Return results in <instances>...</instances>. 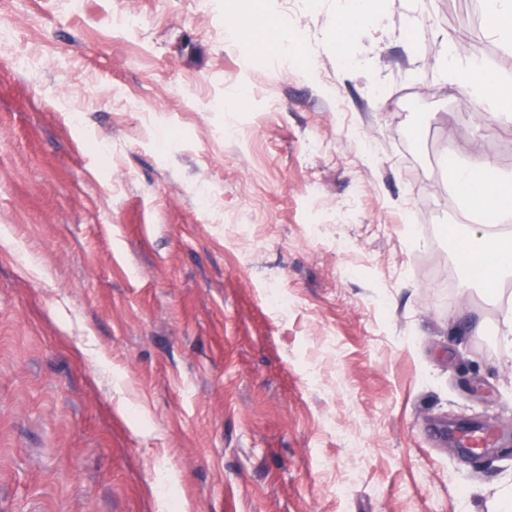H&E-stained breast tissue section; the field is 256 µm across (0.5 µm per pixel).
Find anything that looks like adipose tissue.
Segmentation results:
<instances>
[{"label":"adipose tissue","instance_id":"obj_1","mask_svg":"<svg viewBox=\"0 0 512 512\" xmlns=\"http://www.w3.org/2000/svg\"><path fill=\"white\" fill-rule=\"evenodd\" d=\"M225 34L233 41L245 39L259 47L281 46L283 24L268 22L261 9L233 12L225 17ZM456 77L466 84L477 101H490L504 125L512 124V78L487 74L483 62L470 59ZM453 185L467 211L481 220L476 238L462 236L456 227L448 229V248L467 254L463 272L466 279L494 293L499 283L512 277V234H504L505 220L512 218V179L503 177L491 158L471 164L458 162Z\"/></svg>","mask_w":512,"mask_h":512}]
</instances>
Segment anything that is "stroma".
<instances>
[{"instance_id":"obj_1","label":"stroma","mask_w":512,"mask_h":512,"mask_svg":"<svg viewBox=\"0 0 512 512\" xmlns=\"http://www.w3.org/2000/svg\"><path fill=\"white\" fill-rule=\"evenodd\" d=\"M448 0H0V512H500L512 280L463 284L439 168L512 131ZM135 18L132 28L119 19ZM247 94L238 105L239 94ZM350 8L340 21L336 24V28L332 33V39L336 45L343 44L349 33L364 25L367 21L377 18L380 15L378 0H347ZM225 34L232 40H249L258 47H280L284 43L283 23L267 22V15L258 8L225 15ZM456 50L444 58L445 66L451 69L452 74L466 84L471 96L477 101L489 100L496 115L502 118L505 126L512 123V78L501 75H488L485 66L478 58L470 59L468 66L457 70L454 65Z\"/></svg>"}]
</instances>
